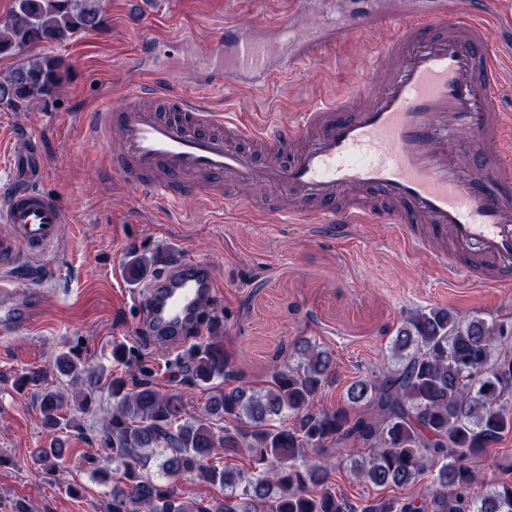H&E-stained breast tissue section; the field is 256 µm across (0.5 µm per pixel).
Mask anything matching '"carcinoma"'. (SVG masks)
<instances>
[{"mask_svg": "<svg viewBox=\"0 0 512 512\" xmlns=\"http://www.w3.org/2000/svg\"><path fill=\"white\" fill-rule=\"evenodd\" d=\"M104 0H15L0 20V56L24 55L0 75V104L14 112L45 106L68 81L60 55L34 54L106 26ZM181 358L190 385L224 379L199 414L181 397L163 394L143 369L112 378V413L103 418L98 484L112 485L105 512H512V482L484 483L475 459L512 429V322L462 315L448 308L417 310L396 328L387 362L352 382L334 409L320 405L332 381L333 357L309 339L294 343V361L275 364L262 385L244 379L224 349L221 325ZM57 371L79 387L81 410L95 405V376L71 350ZM30 369L19 388L33 390L42 422L57 427L65 394L43 387ZM223 422L215 430L217 422ZM358 454L347 478L376 490L360 501L336 484V460ZM68 449L40 451L43 470L57 471ZM163 456L167 481L187 477L218 485L224 499L180 496L147 469ZM430 474L419 495H392Z\"/></svg>", "mask_w": 512, "mask_h": 512, "instance_id": "cac0c4a2", "label": "carcinoma"}]
</instances>
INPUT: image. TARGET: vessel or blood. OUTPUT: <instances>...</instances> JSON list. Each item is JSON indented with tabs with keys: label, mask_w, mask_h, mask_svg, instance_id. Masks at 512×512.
<instances>
[{
	"label": "vessel or blood",
	"mask_w": 512,
	"mask_h": 512,
	"mask_svg": "<svg viewBox=\"0 0 512 512\" xmlns=\"http://www.w3.org/2000/svg\"><path fill=\"white\" fill-rule=\"evenodd\" d=\"M296 12L295 29L225 24L193 46L197 65L177 92L132 82L119 104L81 120L97 143L119 142L110 173L148 196L189 195L215 209L271 212L344 237L362 224H389L414 251L424 250L454 276L486 288L512 287V56L492 49L512 29V0H388L384 9H349L345 30L359 29L378 51L376 70L337 97L288 120L277 114L244 125L200 99L232 83L255 96L321 55L337 32ZM15 186L0 203V267L39 260L64 222L59 199L41 191L45 160L22 136ZM209 265L167 263L152 284L148 322L158 341L181 335L212 297ZM37 297L0 280V334L37 319Z\"/></svg>",
	"instance_id": "vessel-or-blood-1"
}]
</instances>
